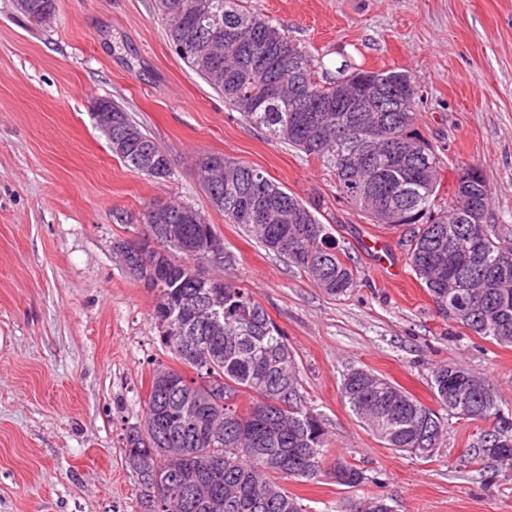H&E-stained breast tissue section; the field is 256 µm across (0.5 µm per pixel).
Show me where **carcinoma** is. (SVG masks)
Here are the masks:
<instances>
[{
  "mask_svg": "<svg viewBox=\"0 0 512 512\" xmlns=\"http://www.w3.org/2000/svg\"><path fill=\"white\" fill-rule=\"evenodd\" d=\"M57 8V0H32L27 17L38 22L40 13L54 14ZM154 10L176 53L225 104L269 140L317 159L335 176L336 198L352 210L375 224L407 229L408 266L442 314L479 336L512 346V288L496 287L500 270L512 271V228L490 223L491 191L477 166L460 167L450 196H440L443 162L419 131L423 96L409 72L371 70L349 59L332 74L322 59L245 0H154ZM226 28L240 31L243 41L224 44L219 62L224 83L215 84L206 47ZM268 33L281 37L278 67L269 76L299 87V96L291 100L260 101L263 77L257 62L268 47ZM339 79L370 97H404L410 110L383 113L381 140L371 147L362 144L356 112L339 113V122L315 137L297 122L299 112L310 103H336ZM94 108L112 111V142L122 144L117 158L130 170L156 180L170 175L167 155L124 105L101 98ZM410 137L421 143L422 154L397 167L391 152ZM204 160L224 163L219 177L214 167L203 172L206 193L226 223L254 234L266 250L287 259L330 296H343L358 286L356 263L319 218L323 205L305 203L257 167L219 154ZM255 180L264 182L274 203L296 213L297 223L255 218L247 191ZM186 226L188 239L195 242L215 234L201 213ZM485 230L482 255L473 261L459 259L464 244ZM173 253L179 265L168 263L155 271L151 318L161 344L177 363L201 381L223 383L224 396L211 398L200 385L188 398L182 371L165 366L155 370L144 421L128 429L123 439L124 463L138 479L142 512H165L161 502L170 496L180 501L173 512H306L301 499L281 481L318 482L327 476L354 488L368 480L363 469L344 458L324 470L326 422L308 406L288 339L261 303L229 281L222 288L204 286L195 276L202 256L176 249ZM450 277L459 284L453 296L448 295ZM214 299L220 302L224 324L218 334L205 314ZM186 304L197 306L200 313L185 318L181 310ZM469 374L453 364L432 368L434 399L460 418L493 419L492 428L469 452L475 461L512 466V412L502 411L489 383L459 398ZM341 398L388 447L414 457H428L437 447L443 431L439 414L391 381L353 369L343 380ZM199 410L224 419V433L216 436L192 426ZM156 487L163 489L159 499L152 495Z\"/></svg>",
  "mask_w": 512,
  "mask_h": 512,
  "instance_id": "cac0c4a2",
  "label": "carcinoma"
}]
</instances>
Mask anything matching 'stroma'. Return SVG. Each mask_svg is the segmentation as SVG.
Segmentation results:
<instances>
[{"label":"stroma","instance_id":"35a3bbf8","mask_svg":"<svg viewBox=\"0 0 512 512\" xmlns=\"http://www.w3.org/2000/svg\"><path fill=\"white\" fill-rule=\"evenodd\" d=\"M153 0H58L37 24L0 0V512H141L123 438L141 424L154 369L169 357L150 317L154 294L113 243L142 213L178 200L202 211L231 264L217 274L248 289L288 338L302 393L327 423L329 458L367 479L287 480L309 512H347L371 496L395 512H512V467L469 462L491 426L449 415L427 458L386 448L341 398L365 368L428 407L435 365L487 379L512 410V346L436 310L406 267L401 229L374 224L336 197L317 160L270 141L226 106L175 53ZM327 68L343 57L411 73L423 92L418 128L444 162L479 166L493 219L512 225V0H248ZM108 98L171 161L154 180L112 155L92 120ZM212 153L263 169L302 199L325 200L363 283L333 298L213 209L198 161ZM389 242L401 275L380 274L361 241ZM328 477L336 483V485L354 488L367 479L362 468L348 462L345 458H337L333 467L328 472Z\"/></svg>","mask_w":512,"mask_h":512}]
</instances>
